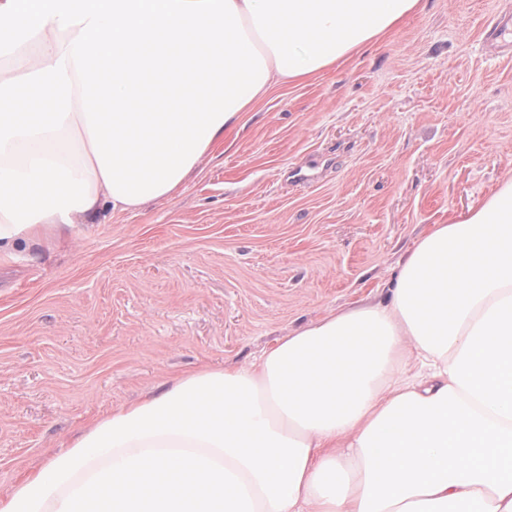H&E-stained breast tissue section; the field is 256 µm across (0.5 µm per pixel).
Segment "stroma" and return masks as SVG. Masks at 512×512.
<instances>
[{
  "label": "stroma",
  "instance_id": "obj_1",
  "mask_svg": "<svg viewBox=\"0 0 512 512\" xmlns=\"http://www.w3.org/2000/svg\"><path fill=\"white\" fill-rule=\"evenodd\" d=\"M386 40L274 87L171 198L0 258V493L94 419L387 301L430 225L512 178V0H423Z\"/></svg>",
  "mask_w": 512,
  "mask_h": 512
}]
</instances>
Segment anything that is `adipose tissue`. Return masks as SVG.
<instances>
[{
    "label": "adipose tissue",
    "mask_w": 512,
    "mask_h": 512,
    "mask_svg": "<svg viewBox=\"0 0 512 512\" xmlns=\"http://www.w3.org/2000/svg\"><path fill=\"white\" fill-rule=\"evenodd\" d=\"M268 69L300 83L421 0H233ZM50 19L0 68V255L102 207L70 52ZM0 512H512V179L430 225L388 302L208 366L98 418Z\"/></svg>",
    "instance_id": "ef3b65f1"
}]
</instances>
